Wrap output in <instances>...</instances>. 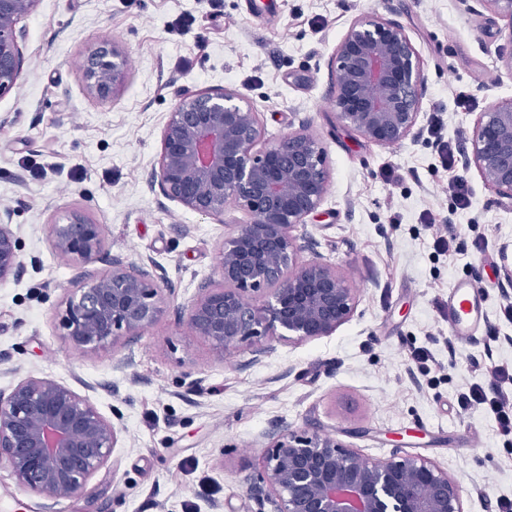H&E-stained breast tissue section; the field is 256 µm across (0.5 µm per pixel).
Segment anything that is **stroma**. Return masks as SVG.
<instances>
[{"label":"stroma","instance_id":"obj_1","mask_svg":"<svg viewBox=\"0 0 512 512\" xmlns=\"http://www.w3.org/2000/svg\"><path fill=\"white\" fill-rule=\"evenodd\" d=\"M40 0L21 26L20 93L0 98V206L25 270L0 282V390L48 375L86 396L117 428L119 443L83 494L48 506L0 465V501L23 512H257L245 484L280 429L316 430L372 458L421 456L462 488L464 512L512 497V434L457 396L494 366L512 367V321L502 308L512 287L497 275L499 247L512 241V207L477 169L441 167L434 119L459 151L498 99L512 98V30L461 0ZM375 13L403 26L425 78L417 132L383 148L337 123L329 58L351 22ZM183 15L187 29L176 27ZM128 54L126 84L108 100L91 94L76 63L100 42ZM241 92L267 137L307 125L326 151L330 182L306 226L321 258L357 296L352 318L305 342L270 339L254 359L243 347L217 356L178 319L200 286L216 279L225 234L244 222L234 205L217 221L186 211L149 184L175 93ZM468 109L458 106L460 96ZM45 164L42 177L28 165ZM398 169L388 183L385 168ZM462 175L471 205L440 193ZM85 211L104 227L105 249L127 264L155 261L172 287L166 315L143 336L110 351L71 347L59 327L62 299L78 270L52 252L55 212ZM446 217L455 239L433 240ZM479 281L486 320L469 341L448 331V293ZM427 349V368L410 359Z\"/></svg>","mask_w":512,"mask_h":512}]
</instances>
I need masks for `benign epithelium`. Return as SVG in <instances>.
Listing matches in <instances>:
<instances>
[{
    "label": "benign epithelium",
    "mask_w": 512,
    "mask_h": 512,
    "mask_svg": "<svg viewBox=\"0 0 512 512\" xmlns=\"http://www.w3.org/2000/svg\"><path fill=\"white\" fill-rule=\"evenodd\" d=\"M40 0H0V98L21 86L25 58L19 24ZM507 21L512 0H479ZM335 118L366 141L392 147L414 134L425 79L405 29L377 14L356 18L329 60ZM88 91L106 99L128 77V57L104 42L79 63ZM464 153L501 206L512 205V99L481 113ZM151 183L183 209L224 221L233 202L247 221L224 236L220 279L202 286L179 319L219 357L242 346L258 358L265 338L308 341L330 336L353 315L354 289L316 255L306 224L326 196L329 169L307 126L265 137L257 113L237 90L181 92L163 127ZM0 208V282L21 275L24 263ZM104 227L79 209L55 214L52 251L80 269L63 299L59 326L75 349L106 352L143 335L166 314L164 268L126 265L105 251ZM309 251L314 257L302 259ZM512 284V242L499 248ZM106 262L111 269L86 266ZM119 438L95 404L54 378L28 375L0 391V463L17 485L52 505L82 494L109 460ZM258 512H464L460 484L433 462L392 453L373 459L317 432L284 430L262 453V470L247 483Z\"/></svg>",
    "instance_id": "1"
}]
</instances>
